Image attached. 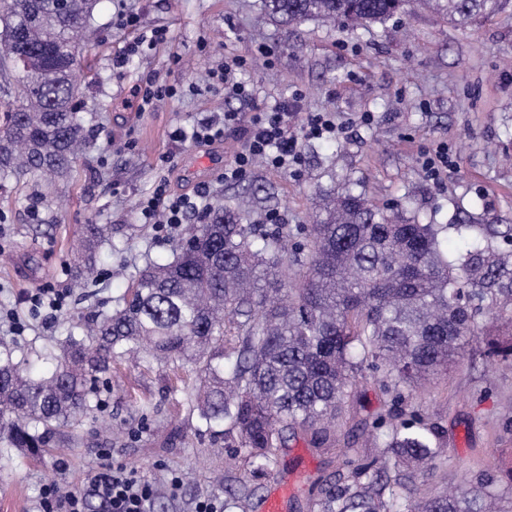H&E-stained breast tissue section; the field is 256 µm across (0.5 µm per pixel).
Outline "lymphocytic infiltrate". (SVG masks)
Returning a JSON list of instances; mask_svg holds the SVG:
<instances>
[{
	"label": "lymphocytic infiltrate",
	"instance_id": "1",
	"mask_svg": "<svg viewBox=\"0 0 512 512\" xmlns=\"http://www.w3.org/2000/svg\"><path fill=\"white\" fill-rule=\"evenodd\" d=\"M249 65L248 58L236 56L210 74L213 83L223 85L225 95L252 102L249 116L229 111L223 120L204 117L190 127H177L172 133L179 142L209 145L223 140L226 130H235L242 147L224 165L223 178L228 182L245 178L259 159L274 168L300 165L301 139H321L337 131L335 121L327 113L311 112L301 134L292 133L287 102L256 105L253 91L238 81V73L247 70ZM205 198L202 192L192 196L171 195L167 180L162 179L151 194L141 199L139 210L145 223L173 228L200 213ZM154 495V486L144 475L115 463L92 471L79 493L62 492L55 482L45 485L40 493L38 512H85V502L90 497L99 499L106 512H150Z\"/></svg>",
	"mask_w": 512,
	"mask_h": 512
}]
</instances>
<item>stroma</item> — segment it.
<instances>
[{
	"mask_svg": "<svg viewBox=\"0 0 512 512\" xmlns=\"http://www.w3.org/2000/svg\"><path fill=\"white\" fill-rule=\"evenodd\" d=\"M136 15L135 27L118 16ZM92 72L84 78L90 147L71 174L49 185L10 180L0 184V339L40 350L54 345L91 304L115 307L129 287L120 267L167 258L179 229L143 223L139 202L158 178L172 193L194 195L207 187L211 206H232L245 223L262 224L279 213L285 224L315 223L317 202L353 187L377 208L398 207L403 217L440 225L445 251L464 250L458 224L512 225V0L501 12L468 28L448 24L422 6L396 23L352 32L320 21H271L261 0H99ZM166 39L152 43L155 31ZM143 40L131 52L135 40ZM252 60L246 81L258 103L295 101L289 125L299 131L311 112H329L341 128L333 138L302 143L299 172L257 163L238 182L222 178L240 141L199 147L171 140L200 114L245 111L209 74L235 56ZM125 57L117 67V57ZM177 86L176 96L137 109L136 93L148 84ZM448 147L438 177L422 168L425 152ZM83 224H108L113 243L103 246L96 281L76 284L75 232ZM36 288H64L66 308L44 326L25 296ZM512 334L486 323L463 356L413 392L412 407L442 433L447 464L423 486L433 495L493 467L512 468V361L488 357L487 343ZM196 378L123 363L101 387L102 408L77 435H65L37 455L0 453V512H34L41 486L62 480L83 488L90 471L115 460L155 486L152 512H194L202 498L224 512H263L277 480L294 491L285 512H310L309 486L341 468L343 451L362 450V428L389 409L373 378L345 401L335 437L324 445L298 434L263 474L224 464L223 441L199 434L195 416L181 403L182 386ZM154 410L142 415L141 401ZM65 461L57 471L56 461ZM180 475L178 493L169 490ZM248 483V504L227 487Z\"/></svg>",
	"mask_w": 512,
	"mask_h": 512,
	"instance_id": "35a3bbf8",
	"label": "stroma"
}]
</instances>
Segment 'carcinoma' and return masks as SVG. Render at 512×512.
<instances>
[{
	"mask_svg": "<svg viewBox=\"0 0 512 512\" xmlns=\"http://www.w3.org/2000/svg\"><path fill=\"white\" fill-rule=\"evenodd\" d=\"M414 0H261L274 20L338 23L348 31L385 23ZM97 0H3L0 181L51 183L70 174L87 143L76 64ZM503 0H432L448 23L467 27L497 14ZM465 250H441L434 224L410 222L346 188L323 198L305 242L293 229L243 224L229 207L190 224L161 261L123 269L128 294L111 311L88 310L56 349L30 356L0 341V447L37 452L80 429L101 408L100 380L127 358L147 369L195 367L183 404L198 430L224 438L253 473L275 463L298 433L330 437L339 406L369 369L389 398L371 425V452L312 484L314 512H506L499 471L455 489L418 496L443 461L439 428L409 409L408 393L464 352L478 315L512 323V252L492 244L512 234L495 224H460ZM112 225L80 228L74 276L98 275ZM228 336L237 337L231 345Z\"/></svg>",
	"mask_w": 512,
	"mask_h": 512,
	"instance_id": "carcinoma-1",
	"label": "carcinoma"
}]
</instances>
